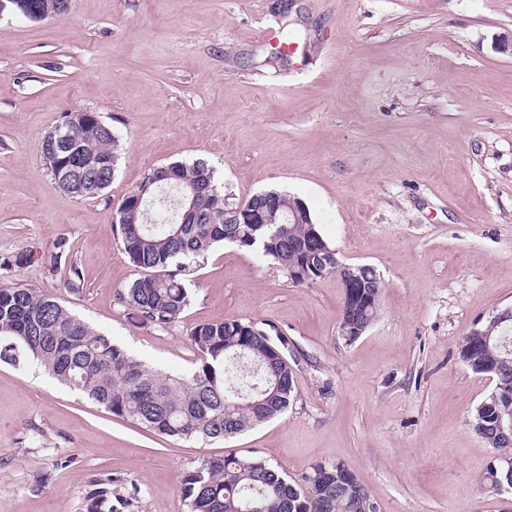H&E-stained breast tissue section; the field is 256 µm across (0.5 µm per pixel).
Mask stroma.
<instances>
[{
  "mask_svg": "<svg viewBox=\"0 0 512 512\" xmlns=\"http://www.w3.org/2000/svg\"><path fill=\"white\" fill-rule=\"evenodd\" d=\"M288 19L292 58L270 63ZM512 0H71L68 14L0 17V285L52 295L170 375L195 366L191 329L254 321L288 338L282 415L223 441L157 435L42 369L0 363V512H186L179 480L210 456L258 455L296 480L340 462L377 512H512L481 476L470 427L492 378L460 344L512 305ZM100 113L112 183L75 197L43 161L64 113ZM207 160L230 202L301 199L346 264L383 283L355 341L337 276L296 284L232 243L191 261L187 308L160 329L120 299L142 277L115 226L154 168ZM57 269H50L51 256ZM84 277L67 285L70 267Z\"/></svg>",
  "mask_w": 512,
  "mask_h": 512,
  "instance_id": "obj_1",
  "label": "stroma"
}]
</instances>
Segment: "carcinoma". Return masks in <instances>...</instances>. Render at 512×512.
I'll return each instance as SVG.
<instances>
[{
    "instance_id": "carcinoma-1",
    "label": "carcinoma",
    "mask_w": 512,
    "mask_h": 512,
    "mask_svg": "<svg viewBox=\"0 0 512 512\" xmlns=\"http://www.w3.org/2000/svg\"><path fill=\"white\" fill-rule=\"evenodd\" d=\"M73 153L64 170H52L60 188L75 196H93L112 183L117 139L97 112H67L42 140V154L52 159L57 137ZM174 177L149 187V215L128 206L117 209L123 251L144 271L121 299L145 321L162 327L190 303L183 277L187 261L205 255L221 242L256 248L281 268L301 267L308 260L304 244L323 238L318 224H226L224 184L204 160L169 164ZM213 187L217 200L202 194L193 224L181 223L182 201L191 187ZM373 300L363 305L344 299L341 314L364 319L377 315L384 284L374 268ZM468 334L460 358L474 373L495 381L497 402L484 399L470 425L494 450L493 463L481 481L496 490L503 468L512 461V443L499 422L512 417V322L480 327ZM198 354L191 372L171 376L139 360L125 347L96 333L54 298L25 284L0 286V361L37 364L69 389L85 394L112 415L173 438L224 440L284 412L295 389L288 361V338L251 321L213 320L195 325L189 334ZM187 512H239L259 500L264 512H360L370 499L358 479L345 485L336 463H318L300 482L259 456L228 453L206 458L180 481Z\"/></svg>"
}]
</instances>
